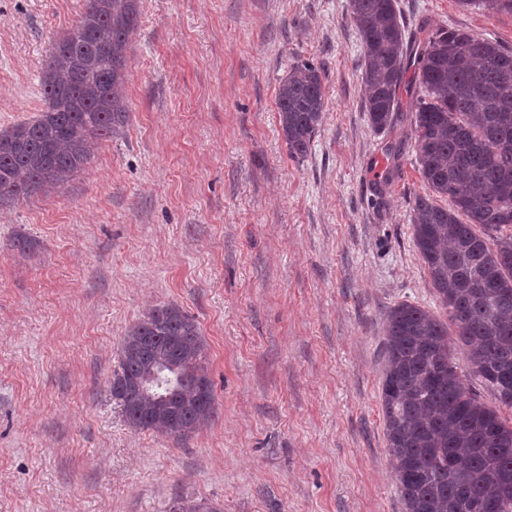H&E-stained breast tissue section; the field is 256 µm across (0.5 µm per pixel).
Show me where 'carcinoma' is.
<instances>
[{"label": "carcinoma", "mask_w": 512, "mask_h": 512, "mask_svg": "<svg viewBox=\"0 0 512 512\" xmlns=\"http://www.w3.org/2000/svg\"><path fill=\"white\" fill-rule=\"evenodd\" d=\"M459 3L512 13V0ZM350 12L361 41L364 109L376 131L394 127L400 89L414 87L409 128L386 148L375 186L383 194L412 145L430 190L414 199L413 241L449 317L402 303L386 318L381 405L405 512H512V424L500 416L512 409V50L442 28H426L410 43L397 0H350ZM140 15L141 0H87L49 54L44 109L0 131V202L57 191L88 163L94 143L123 128L127 48ZM276 106L289 153L306 156L325 108L320 70L292 66ZM459 346L495 405L458 374ZM205 350L200 327L181 307L151 309L128 330L112 373L125 422L185 439L214 421ZM168 512L223 510L176 498Z\"/></svg>", "instance_id": "cac0c4a2"}]
</instances>
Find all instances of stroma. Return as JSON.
<instances>
[{"label":"stroma","mask_w":512,"mask_h":512,"mask_svg":"<svg viewBox=\"0 0 512 512\" xmlns=\"http://www.w3.org/2000/svg\"><path fill=\"white\" fill-rule=\"evenodd\" d=\"M405 34L512 48V14L398 0ZM85 0H0V129L44 107L53 44ZM123 131L61 190L0 206V512H404L381 409L395 305L447 318L413 242L427 195L363 110L349 0H142ZM323 71L292 157L276 93ZM32 241L20 256L17 238ZM180 305L206 341L217 417L184 441L124 421L110 384L130 327Z\"/></svg>","instance_id":"35a3bbf8"}]
</instances>
